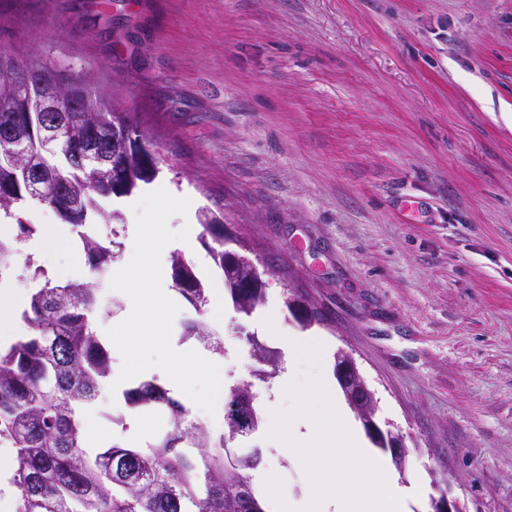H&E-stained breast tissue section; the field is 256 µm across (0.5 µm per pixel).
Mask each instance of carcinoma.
I'll return each instance as SVG.
<instances>
[{
  "instance_id": "cac0c4a2",
  "label": "carcinoma",
  "mask_w": 512,
  "mask_h": 512,
  "mask_svg": "<svg viewBox=\"0 0 512 512\" xmlns=\"http://www.w3.org/2000/svg\"><path fill=\"white\" fill-rule=\"evenodd\" d=\"M24 64L0 49V126L22 127L26 153L0 163V211L31 199L27 169H39L36 201L54 209L78 235L91 272L102 276L118 257L121 243L85 231L96 216L114 224L119 212L103 214L100 197L131 195L152 183L158 170L135 151L133 138L150 137L132 112L117 108L112 95L91 94L81 84H64L60 71L48 66L30 87L21 89L13 71ZM57 88L61 102L88 98L90 105L55 112L64 122L57 149H44L46 109ZM22 105L24 112L14 108ZM121 166L127 178L112 181ZM200 241L223 274L225 289L239 313L250 315L263 306L265 289L239 293L237 285L250 268L224 257L223 217L199 210ZM18 255L16 244L0 239V274ZM173 287L200 313L206 288L193 266L178 251L169 258ZM40 288L30 297L22 317L31 333L0 352V444L14 450L12 483L20 491L17 512H264L248 471L260 456L249 452L231 457L228 443L252 434L259 426L252 384L231 389L224 400V433L214 436L203 424L188 419L189 411L157 380L125 391L126 403L167 415L169 429L145 448L112 444L89 456L81 436L80 409L101 395L111 372L109 349L92 330L97 282H54L47 271L27 260ZM184 331L206 348L223 351V343L202 320L184 323ZM258 364L252 376L265 382L279 368L277 352L254 335L248 336Z\"/></svg>"
}]
</instances>
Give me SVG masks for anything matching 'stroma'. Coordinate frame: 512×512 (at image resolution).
<instances>
[{"mask_svg": "<svg viewBox=\"0 0 512 512\" xmlns=\"http://www.w3.org/2000/svg\"><path fill=\"white\" fill-rule=\"evenodd\" d=\"M0 48L66 69L148 127L157 184L223 216L267 271L251 316L225 302L224 386L252 382L240 439L293 495L267 442L291 408L253 382L248 334L316 336L356 359L380 420L405 438L407 512L433 479L467 512H512V0H0ZM57 281L85 280L78 241L22 246ZM297 296L322 320L302 327ZM107 440L167 428L103 389Z\"/></svg>", "mask_w": 512, "mask_h": 512, "instance_id": "35a3bbf8", "label": "stroma"}]
</instances>
